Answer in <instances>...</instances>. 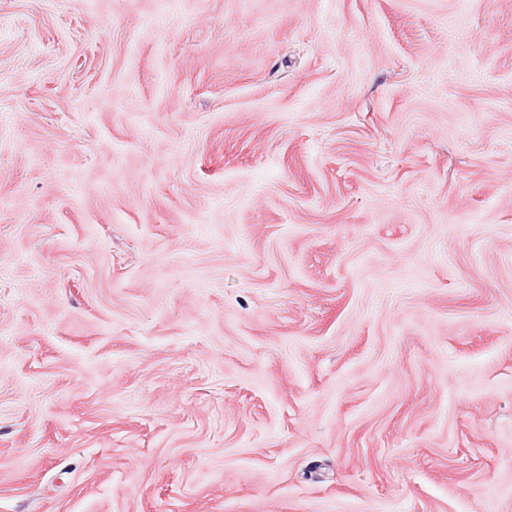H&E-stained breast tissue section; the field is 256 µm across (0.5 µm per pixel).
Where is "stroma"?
I'll return each mask as SVG.
<instances>
[{
    "label": "stroma",
    "mask_w": 512,
    "mask_h": 512,
    "mask_svg": "<svg viewBox=\"0 0 512 512\" xmlns=\"http://www.w3.org/2000/svg\"><path fill=\"white\" fill-rule=\"evenodd\" d=\"M0 512H512V0H0Z\"/></svg>",
    "instance_id": "35a3bbf8"
}]
</instances>
